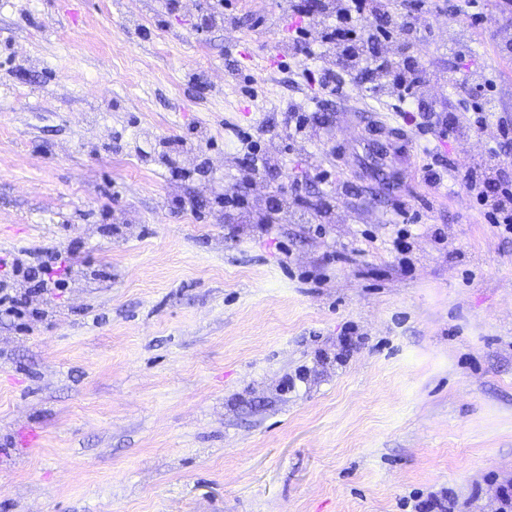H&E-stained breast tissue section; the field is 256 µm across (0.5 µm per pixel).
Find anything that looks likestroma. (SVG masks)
<instances>
[{"label": "stroma", "mask_w": 512, "mask_h": 512, "mask_svg": "<svg viewBox=\"0 0 512 512\" xmlns=\"http://www.w3.org/2000/svg\"><path fill=\"white\" fill-rule=\"evenodd\" d=\"M481 5L475 26L435 0L413 55L445 78L415 113L481 69L512 123V0ZM288 7L230 0L207 28V0H0V257L63 261L48 290L0 267L27 301L0 305V512H504L512 237L461 181L493 133L442 142L430 187L392 100L307 80L333 54L288 39L326 20ZM353 109L408 156L371 164Z\"/></svg>", "instance_id": "obj_1"}]
</instances>
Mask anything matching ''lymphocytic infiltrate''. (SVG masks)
I'll return each mask as SVG.
<instances>
[{"label": "lymphocytic infiltrate", "instance_id": "lymphocytic-infiltrate-1", "mask_svg": "<svg viewBox=\"0 0 512 512\" xmlns=\"http://www.w3.org/2000/svg\"><path fill=\"white\" fill-rule=\"evenodd\" d=\"M395 26L379 28V35L395 40L392 55L364 60L361 46V24L375 18H388L390 0H336V18L323 29L321 40L335 45L334 67L321 70L318 83L328 94H337L340 85L337 71L360 75L363 68H370L381 85L402 102L400 116L403 121L416 125L418 131L433 132L437 139L453 138L468 131H479L495 126L499 144L512 142V125L494 118L496 99L491 92L492 78L484 75L462 81L459 93L464 97L477 98L478 103L467 122L447 118L445 113H431L428 121H418L413 111L405 109L407 100L415 98L420 90L440 80L437 67L428 63L409 60L414 47L412 36L433 11L432 0H405ZM464 185L475 193L478 202L487 206L486 219L494 227L504 228L512 234V168L499 163L496 154H489L479 163L468 167L463 174Z\"/></svg>", "mask_w": 512, "mask_h": 512}]
</instances>
